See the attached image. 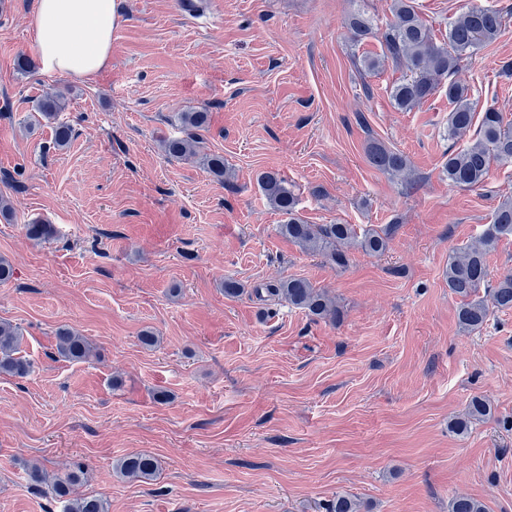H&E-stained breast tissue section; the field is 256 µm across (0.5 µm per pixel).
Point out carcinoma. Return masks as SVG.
Wrapping results in <instances>:
<instances>
[{
    "label": "carcinoma",
    "instance_id": "carcinoma-1",
    "mask_svg": "<svg viewBox=\"0 0 512 512\" xmlns=\"http://www.w3.org/2000/svg\"><path fill=\"white\" fill-rule=\"evenodd\" d=\"M352 41L361 43L366 39L377 40L382 54L365 56L361 68L373 71L387 60L403 66L408 77L394 85L391 98L395 106L409 112L422 101L446 88L452 109L448 114V135L455 139L465 137L474 125L475 112L468 89L448 80L471 52L485 43L495 41L502 32V14L494 9H472L460 15L448 28L443 40H436L432 29L416 10L414 0H394L393 19L384 27L375 26L361 12L349 18ZM64 109L61 96L47 92L36 102V110L48 122H55L54 143L67 146L72 139V127L57 121ZM180 120L190 130L183 138L163 142L164 151L174 158H191L197 155L199 141L194 131L207 127L208 113L183 112ZM480 138L457 151L448 154L443 172L448 183L460 188L481 186L492 164L512 165V125L504 123L502 114L488 108L480 116ZM371 165L388 174H399L407 169L406 156L384 144L372 141L366 148ZM204 164L218 181H224V157L218 154L204 157ZM259 184L273 207L287 216L279 225V233L298 244L306 252L319 255L331 265L344 267L348 263L345 249L356 246L371 254H382L388 248V233L373 228H356L353 224H308L297 215L296 197L286 181L274 172H265ZM26 235L35 241L53 235L49 224L38 221L25 225ZM512 236V198L503 200L495 210L492 223L487 225L474 243L448 255L445 275L448 289L463 298L458 310L459 325L468 331L480 330L489 320L490 310L512 309V271L490 282L491 272L488 256L501 238ZM489 289V298L479 295V289ZM254 294L261 298L280 297L288 304L305 311L312 320L334 322L341 317L336 300L310 281L303 278H288L276 284L260 285ZM22 333L19 327L0 322V374L25 377L30 373L29 362L20 355ZM57 353L70 361L89 358L94 348L77 332L62 329L57 336ZM490 415L488 401L475 396L469 403L468 418L456 423V431L464 433L471 421H482ZM118 477L127 480H150L159 470V462L146 453L132 454L120 458L114 465ZM77 467L64 474L47 478L38 466L30 468L32 480L50 482L55 496L65 500L64 512H108L105 499L98 496H73L71 487L78 482ZM360 504L355 500L338 496L326 504V512H359ZM451 512H485L484 506L467 496H457L450 503Z\"/></svg>",
    "mask_w": 512,
    "mask_h": 512
}]
</instances>
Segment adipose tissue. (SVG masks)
<instances>
[{"label":"adipose tissue","instance_id":"ef3b65f1","mask_svg":"<svg viewBox=\"0 0 512 512\" xmlns=\"http://www.w3.org/2000/svg\"><path fill=\"white\" fill-rule=\"evenodd\" d=\"M122 20L116 0H37L34 42L44 74L96 76L109 63L112 34ZM92 39L80 42L78 32Z\"/></svg>","mask_w":512,"mask_h":512}]
</instances>
